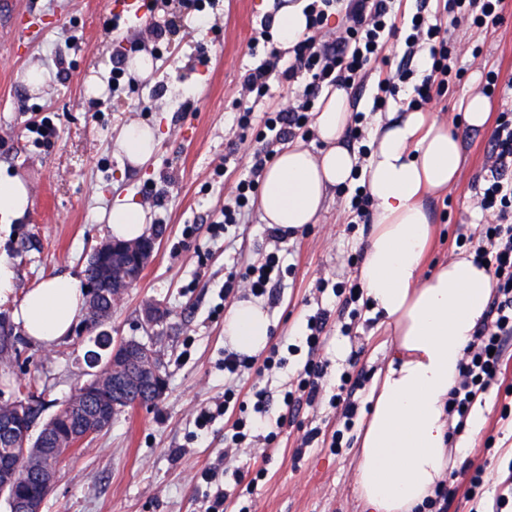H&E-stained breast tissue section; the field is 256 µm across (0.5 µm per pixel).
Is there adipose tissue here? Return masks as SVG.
<instances>
[{"label":"adipose tissue","instance_id":"obj_1","mask_svg":"<svg viewBox=\"0 0 512 512\" xmlns=\"http://www.w3.org/2000/svg\"><path fill=\"white\" fill-rule=\"evenodd\" d=\"M306 2L280 0L276 6L271 34L281 45L304 36ZM349 121L347 90L327 88L313 114L322 149L314 153L298 143L280 152L263 172L258 207L266 224L300 230L314 223L330 190L361 172L375 205L358 280L373 315L394 339L359 435L360 487L371 512H415L448 476V394L495 282L469 255L420 275L436 236L424 200L456 179L458 139L433 113L391 112L371 128L372 151L362 165L343 144ZM157 138L155 128L133 122L116 144L131 165L141 166L153 156ZM31 206L26 184L0 170V224L23 217ZM107 229L118 240L139 239L148 229L146 212L130 199L116 200ZM84 302L77 280L55 276L29 288L13 319L29 338L54 341L69 333ZM224 334L238 350H263L269 319L262 303L237 302L224 318Z\"/></svg>","mask_w":512,"mask_h":512}]
</instances>
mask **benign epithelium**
Returning <instances> with one entry per match:
<instances>
[{"mask_svg":"<svg viewBox=\"0 0 512 512\" xmlns=\"http://www.w3.org/2000/svg\"><path fill=\"white\" fill-rule=\"evenodd\" d=\"M158 238L150 236L138 242H109L94 248L89 264L97 262L102 254L111 256L112 269L102 270V275L85 285L89 298V311L98 302L112 297L121 302L125 292L141 277L155 253ZM165 363L162 354L154 347L131 337L113 343L106 362L81 386L89 392L105 384L110 397L92 407L74 408L75 442L81 445L93 435L106 429L118 414L131 408L152 406L165 385ZM38 397L17 396L0 405V435L8 434L22 441L20 448H0V498L9 512H42L48 493L59 477L60 454L67 444L49 440V433L38 426ZM34 444L29 451L28 444ZM29 457L30 469L38 476L41 494L25 499L16 495L21 459Z\"/></svg>","mask_w":512,"mask_h":512,"instance_id":"obj_1","label":"benign epithelium"}]
</instances>
